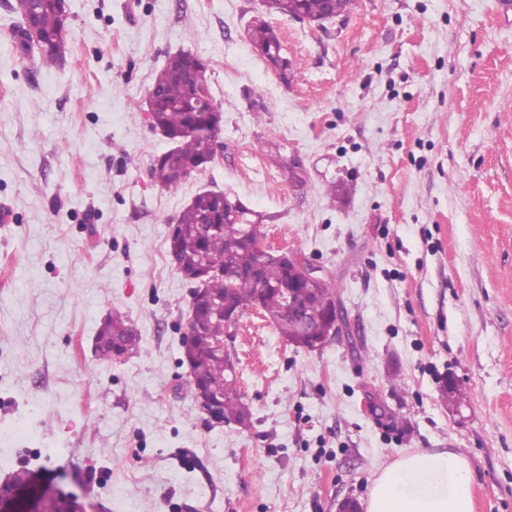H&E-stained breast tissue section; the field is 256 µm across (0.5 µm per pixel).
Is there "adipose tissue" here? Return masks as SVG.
Instances as JSON below:
<instances>
[{
  "instance_id": "ef3b65f1",
  "label": "adipose tissue",
  "mask_w": 512,
  "mask_h": 512,
  "mask_svg": "<svg viewBox=\"0 0 512 512\" xmlns=\"http://www.w3.org/2000/svg\"><path fill=\"white\" fill-rule=\"evenodd\" d=\"M366 512H474L466 457L451 448L414 450L375 472Z\"/></svg>"
}]
</instances>
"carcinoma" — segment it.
<instances>
[{
	"label": "carcinoma",
	"instance_id": "cac0c4a2",
	"mask_svg": "<svg viewBox=\"0 0 512 512\" xmlns=\"http://www.w3.org/2000/svg\"><path fill=\"white\" fill-rule=\"evenodd\" d=\"M353 0H265L267 10L280 15L304 19L320 26L327 20L345 14ZM69 13L66 0H43L41 10L34 18L37 45L21 37L22 51L36 50L40 60L49 65L65 60L66 35ZM249 41L253 50L271 67L283 82H288L289 61L282 55L277 32L265 21L251 26ZM195 69L197 88L206 95L205 110H199L194 100V87L175 76L178 69ZM152 126L173 143L170 149L157 156L151 165V177L161 187L172 190L181 179L202 171L203 160L209 156V139L202 131L210 129L211 113L217 111L206 78V65L199 57L184 51L172 56L156 72L152 87ZM208 224L217 225L211 230ZM164 223L177 225L179 233L174 246L175 263L184 274L206 273L203 287L214 303L197 309L190 316L195 332V343L190 359L194 368L201 371L205 385L224 398V420L247 428L252 423V412L243 393L232 380L227 360L215 351L216 342L224 337V314L218 301L225 298L248 309L256 298L257 288H265L261 294L263 310L274 319L279 335L296 347H306L297 317L288 310L276 288L292 277L291 270L277 261L267 263L261 271V282L248 279L232 281L228 271H246L256 265L255 252L242 243L245 233H262L260 218L242 203L216 190H205L195 196L193 206L184 209ZM138 336L127 317L116 312L97 328L95 353L98 359L110 361L125 351L132 350Z\"/></svg>",
	"mask_w": 512,
	"mask_h": 512
}]
</instances>
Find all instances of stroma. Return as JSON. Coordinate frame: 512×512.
Returning <instances> with one entry per match:
<instances>
[{
  "instance_id": "stroma-1",
  "label": "stroma",
  "mask_w": 512,
  "mask_h": 512,
  "mask_svg": "<svg viewBox=\"0 0 512 512\" xmlns=\"http://www.w3.org/2000/svg\"><path fill=\"white\" fill-rule=\"evenodd\" d=\"M14 2L0 0V479L27 467L90 512H337L400 454L453 448L475 512H512V11L353 0L318 27L263 0H67L70 53L48 67L17 48ZM261 14L289 82L247 40ZM182 50L206 61L223 124L214 162L168 190L150 175L168 143L148 94ZM293 159L301 189L282 174ZM202 190L264 215L267 242L321 267L348 320L308 351L242 317L247 430L185 391L192 286L165 220ZM116 311L140 342L103 362L94 337Z\"/></svg>"
}]
</instances>
